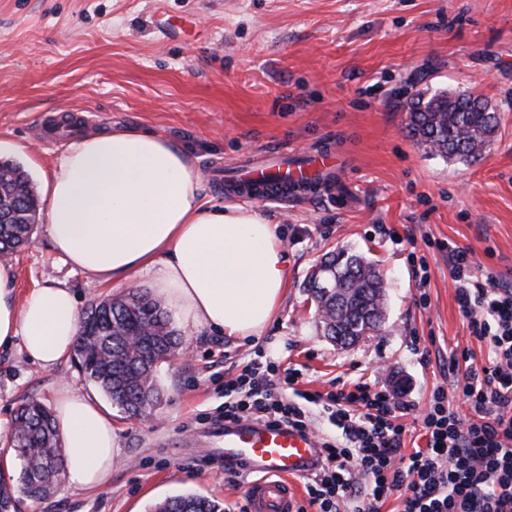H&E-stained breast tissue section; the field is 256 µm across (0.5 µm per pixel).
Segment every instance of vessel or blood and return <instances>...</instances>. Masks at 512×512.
Here are the masks:
<instances>
[{
	"label": "vessel or blood",
	"instance_id": "1",
	"mask_svg": "<svg viewBox=\"0 0 512 512\" xmlns=\"http://www.w3.org/2000/svg\"><path fill=\"white\" fill-rule=\"evenodd\" d=\"M283 180L266 183L262 168L251 166L238 181L249 190L252 199L265 202L293 190L321 191L316 176L334 174L330 153L314 155L301 165L280 168ZM318 457L313 435L285 426H268L251 421L224 426V461L237 468L258 471V480L249 484L250 512H296V500L290 480L310 474Z\"/></svg>",
	"mask_w": 512,
	"mask_h": 512
}]
</instances>
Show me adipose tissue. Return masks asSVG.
Segmentation results:
<instances>
[{
  "instance_id": "ef3b65f1",
  "label": "adipose tissue",
  "mask_w": 512,
  "mask_h": 512,
  "mask_svg": "<svg viewBox=\"0 0 512 512\" xmlns=\"http://www.w3.org/2000/svg\"><path fill=\"white\" fill-rule=\"evenodd\" d=\"M46 233L72 267L102 282L148 278L184 325L224 336L260 335L278 313L288 258L274 224L256 208L212 202L190 154L139 128L72 140L42 186ZM16 273L0 262V345L20 342L50 369L72 351L80 322L64 284L16 295ZM75 489L105 486L121 449L112 415L78 390L55 396Z\"/></svg>"
}]
</instances>
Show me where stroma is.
Listing matches in <instances>:
<instances>
[{
    "mask_svg": "<svg viewBox=\"0 0 512 512\" xmlns=\"http://www.w3.org/2000/svg\"><path fill=\"white\" fill-rule=\"evenodd\" d=\"M420 90L493 106L498 132L479 160H445L408 136L405 104ZM62 114L90 134L129 125L187 147L219 202L215 172L233 176L267 150H332L337 186L258 203L288 254L286 296L262 336L181 328L185 354L159 365L155 406L112 414L122 457L110 483L61 481L21 512H152L183 492L238 512L244 487L224 469L216 410L225 377L259 347L307 365L311 389L361 377L415 403L444 383L451 348L486 362L487 344L463 326L448 248H468L479 279L512 288V0H0V160L41 182L68 144L54 132ZM33 240L12 259L18 297L61 282L84 310L125 291L65 263L44 224ZM340 248L387 281L382 330L343 348L322 336L305 290ZM63 386L91 389L73 360L46 370L20 343L0 347V420L27 397L52 405Z\"/></svg>",
    "mask_w": 512,
    "mask_h": 512,
    "instance_id": "stroma-1",
    "label": "stroma"
}]
</instances>
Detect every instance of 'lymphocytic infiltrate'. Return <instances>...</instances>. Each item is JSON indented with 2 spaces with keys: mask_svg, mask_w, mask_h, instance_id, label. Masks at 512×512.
Returning <instances> with one entry per match:
<instances>
[{
  "mask_svg": "<svg viewBox=\"0 0 512 512\" xmlns=\"http://www.w3.org/2000/svg\"><path fill=\"white\" fill-rule=\"evenodd\" d=\"M449 256L463 324L488 343V362L451 351V385L436 387L424 408L360 378L332 380L323 393L304 389L303 369L260 349L225 381L221 420L335 427L318 438L320 464L299 512H381L392 497L399 512H512V289L475 277L470 250ZM413 424L426 445L405 455Z\"/></svg>",
  "mask_w": 512,
  "mask_h": 512,
  "instance_id": "lymphocytic-infiltrate-1",
  "label": "lymphocytic infiltrate"
}]
</instances>
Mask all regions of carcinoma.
I'll return each instance as SVG.
<instances>
[{
    "mask_svg": "<svg viewBox=\"0 0 512 512\" xmlns=\"http://www.w3.org/2000/svg\"><path fill=\"white\" fill-rule=\"evenodd\" d=\"M408 136L445 158L471 162L489 147L498 124L494 109L466 91L418 94L407 104ZM39 201L28 173L19 164L0 161V256L27 246L36 223ZM335 278L336 291H307L319 313L322 333L372 336L383 327L385 278L365 256L341 249L319 265ZM76 339L75 362L85 380L97 386L120 410L138 416L157 401L155 373L175 358L180 334L162 301L138 290L93 303L83 315ZM8 443L19 462L16 482L33 502L45 500L61 478L65 459L52 414L35 398L17 408ZM14 490L0 476V512H14ZM154 512H224L222 503L205 495L183 493L165 498Z\"/></svg>",
    "mask_w": 512,
    "mask_h": 512,
    "instance_id": "cac0c4a2",
    "label": "carcinoma"
}]
</instances>
